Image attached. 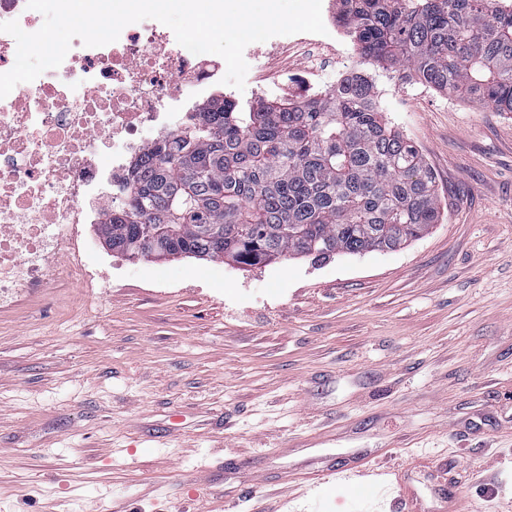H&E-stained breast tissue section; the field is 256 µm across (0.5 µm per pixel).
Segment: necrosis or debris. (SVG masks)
I'll return each instance as SVG.
<instances>
[{
  "instance_id": "obj_1",
  "label": "necrosis or debris",
  "mask_w": 512,
  "mask_h": 512,
  "mask_svg": "<svg viewBox=\"0 0 512 512\" xmlns=\"http://www.w3.org/2000/svg\"><path fill=\"white\" fill-rule=\"evenodd\" d=\"M325 33L275 36L271 52L308 56L302 71L258 61L257 96L336 88L334 0H322ZM224 76L211 54H193L153 19L125 26L116 42L73 39L61 65L0 99V309L46 288L77 225L120 206L129 154L189 125Z\"/></svg>"
}]
</instances>
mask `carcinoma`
<instances>
[{
  "mask_svg": "<svg viewBox=\"0 0 512 512\" xmlns=\"http://www.w3.org/2000/svg\"><path fill=\"white\" fill-rule=\"evenodd\" d=\"M360 58L451 96L512 113V8L496 0H345ZM378 88L353 72L323 97L214 98L154 142L97 233L116 251L150 249L168 224L177 247L254 267L283 256L394 250L439 222L435 175L392 130Z\"/></svg>",
  "mask_w": 512,
  "mask_h": 512,
  "instance_id": "cac0c4a2",
  "label": "carcinoma"
}]
</instances>
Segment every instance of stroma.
Here are the masks:
<instances>
[{
	"instance_id": "1",
	"label": "stroma",
	"mask_w": 512,
	"mask_h": 512,
	"mask_svg": "<svg viewBox=\"0 0 512 512\" xmlns=\"http://www.w3.org/2000/svg\"><path fill=\"white\" fill-rule=\"evenodd\" d=\"M442 219L394 251L136 263L0 312V512H404L365 457L512 512V114L373 71ZM332 474H336L334 479L335 483L366 482L372 485L382 484L387 489L393 485H397L399 488V498L402 500L406 497V501L408 500V494L402 483L400 473L398 471L389 472L386 470H378L370 464L369 460L350 468L329 470L322 468L312 470L309 473H301L300 475L305 480H308L310 485L318 487L328 481H326L327 475Z\"/></svg>"
}]
</instances>
